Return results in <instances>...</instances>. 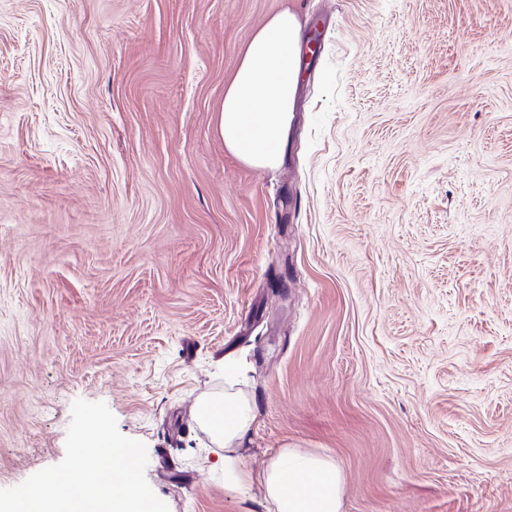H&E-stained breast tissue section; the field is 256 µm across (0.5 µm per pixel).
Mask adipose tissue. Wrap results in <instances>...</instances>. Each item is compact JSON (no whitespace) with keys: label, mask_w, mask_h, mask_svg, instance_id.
I'll use <instances>...</instances> for the list:
<instances>
[{"label":"adipose tissue","mask_w":512,"mask_h":512,"mask_svg":"<svg viewBox=\"0 0 512 512\" xmlns=\"http://www.w3.org/2000/svg\"><path fill=\"white\" fill-rule=\"evenodd\" d=\"M299 32L291 9L270 17L245 45L224 88L219 132L226 149L249 166L272 168L282 159L298 82ZM234 368L226 362L223 394L199 402L202 417L224 416L210 435L224 450L225 487L258 483L266 512H344L345 479L331 457L283 448L257 480L242 467L239 449L255 415L248 398L234 388Z\"/></svg>","instance_id":"adipose-tissue-1"}]
</instances>
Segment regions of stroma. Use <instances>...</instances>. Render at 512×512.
Returning a JSON list of instances; mask_svg holds the SVG:
<instances>
[{
    "mask_svg": "<svg viewBox=\"0 0 512 512\" xmlns=\"http://www.w3.org/2000/svg\"><path fill=\"white\" fill-rule=\"evenodd\" d=\"M285 8L321 48L256 169L219 111ZM228 358L253 476L299 448L344 512H512V0H0V489L84 399L168 512H266L196 424Z\"/></svg>",
    "mask_w": 512,
    "mask_h": 512,
    "instance_id": "35a3bbf8",
    "label": "stroma"
}]
</instances>
